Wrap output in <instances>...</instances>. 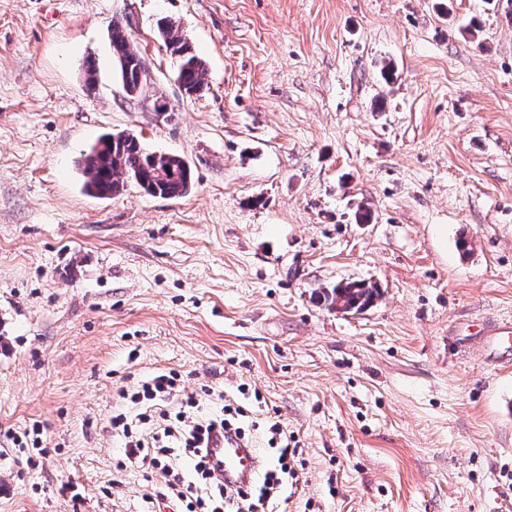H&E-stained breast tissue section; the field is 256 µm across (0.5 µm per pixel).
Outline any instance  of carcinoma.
<instances>
[{
    "mask_svg": "<svg viewBox=\"0 0 512 512\" xmlns=\"http://www.w3.org/2000/svg\"><path fill=\"white\" fill-rule=\"evenodd\" d=\"M158 30L171 54L178 57V79L189 96L203 90L204 61L193 51L179 27L165 19ZM113 52L119 59L121 79H138L143 58L129 44L127 26L112 24L110 36ZM86 175V189L95 196L120 194L132 180L147 194L175 198L188 194L193 186L190 166L179 156L150 152L134 134H105L78 162ZM378 298V288L363 281H349L325 292L324 302L333 307L340 303L358 310L369 307Z\"/></svg>",
    "mask_w": 512,
    "mask_h": 512,
    "instance_id": "cac0c4a2",
    "label": "carcinoma"
}]
</instances>
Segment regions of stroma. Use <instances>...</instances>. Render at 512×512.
Returning a JSON list of instances; mask_svg holds the SVG:
<instances>
[{
    "mask_svg": "<svg viewBox=\"0 0 512 512\" xmlns=\"http://www.w3.org/2000/svg\"><path fill=\"white\" fill-rule=\"evenodd\" d=\"M116 20L152 75L134 99ZM121 131L193 189L89 195L80 155ZM350 280L380 298L318 303ZM500 317L512 0H0V512H178L111 425L170 370L202 413L245 383L294 433L280 512H512V368L466 335ZM158 30L171 55H177L179 60L178 79L188 96L198 94L203 90L202 76L205 73L204 61L193 51L185 36L174 23L159 20Z\"/></svg>",
    "mask_w": 512,
    "mask_h": 512,
    "instance_id": "obj_1",
    "label": "stroma"
}]
</instances>
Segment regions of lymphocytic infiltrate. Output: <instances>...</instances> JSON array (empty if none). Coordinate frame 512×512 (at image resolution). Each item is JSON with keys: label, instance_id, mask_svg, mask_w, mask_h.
<instances>
[{"label": "lymphocytic infiltrate", "instance_id": "1", "mask_svg": "<svg viewBox=\"0 0 512 512\" xmlns=\"http://www.w3.org/2000/svg\"><path fill=\"white\" fill-rule=\"evenodd\" d=\"M249 410L241 404L224 405L221 413L208 416L189 424L183 410H159L158 417L163 423L160 435L152 442H144L136 435L134 422H148V413H139L137 421H130L127 414L118 413L112 417V428L125 440V456L129 461H149L153 470L159 471L164 481L155 488V495L164 499L175 497L186 503L185 512H217L219 505H226L228 512H267L277 492L284 487L285 478H297L292 465L298 453L287 428L280 422L272 421L268 430L279 439L280 454L274 467L257 476L245 489L226 490L224 484L216 481L205 461V445L213 431L235 433L246 437L242 422L248 418ZM181 449L189 474L180 473L174 464V449Z\"/></svg>", "mask_w": 512, "mask_h": 512}]
</instances>
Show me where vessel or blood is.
I'll return each instance as SVG.
<instances>
[{
	"label": "vessel or blood",
	"mask_w": 512,
	"mask_h": 512,
	"mask_svg": "<svg viewBox=\"0 0 512 512\" xmlns=\"http://www.w3.org/2000/svg\"><path fill=\"white\" fill-rule=\"evenodd\" d=\"M206 453L215 474L232 489L254 476L260 458L254 444L230 433L212 434L207 442Z\"/></svg>",
	"instance_id": "vessel-or-blood-1"
}]
</instances>
